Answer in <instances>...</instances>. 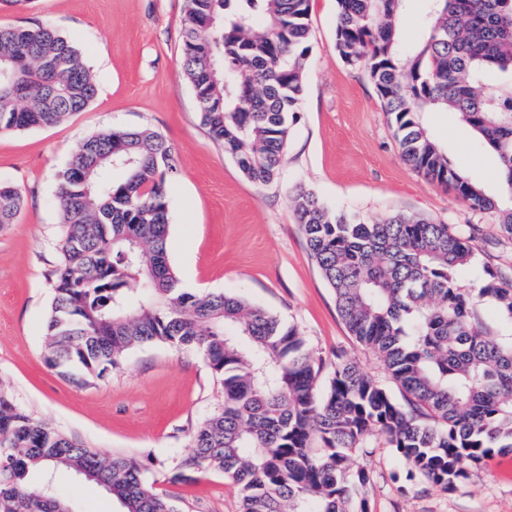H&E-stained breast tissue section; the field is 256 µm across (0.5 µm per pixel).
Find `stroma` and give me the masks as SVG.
Wrapping results in <instances>:
<instances>
[{
  "label": "stroma",
  "instance_id": "stroma-1",
  "mask_svg": "<svg viewBox=\"0 0 512 512\" xmlns=\"http://www.w3.org/2000/svg\"><path fill=\"white\" fill-rule=\"evenodd\" d=\"M182 16L183 0H0V25L54 27L80 47L98 86L87 109L55 126L0 134V182L24 196L17 223L0 229V391L93 448L139 460L146 481L180 512H238V488L222 472L175 474L191 431L223 399L202 354L137 347L119 367L84 384L45 363L48 275L60 261L55 174L85 137L148 124L173 145L168 252L184 288L241 295L297 326L326 361L344 351L391 391L395 383L336 311L290 205L294 192H313L329 210L364 222L406 213L457 228L480 225L472 244L478 267L460 281L466 288L480 287L482 264L512 268V241L492 216L401 159L366 69L349 67L334 47L335 0H312L303 101L290 123L282 170L263 186L240 171L202 123L182 71ZM422 121L461 172L503 197L497 157L470 128L449 112H426ZM354 463L373 478L369 512H512V454L490 455L451 491L404 487L393 449L378 440ZM54 481L75 512H121L111 495L71 472H57Z\"/></svg>",
  "mask_w": 512,
  "mask_h": 512
}]
</instances>
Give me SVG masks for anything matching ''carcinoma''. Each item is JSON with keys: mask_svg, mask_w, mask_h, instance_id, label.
I'll return each mask as SVG.
<instances>
[{"mask_svg": "<svg viewBox=\"0 0 512 512\" xmlns=\"http://www.w3.org/2000/svg\"><path fill=\"white\" fill-rule=\"evenodd\" d=\"M407 2L336 0V51L367 66L403 161L494 215L512 240V207L465 177L421 120L454 113L496 153L512 194V0H425L409 45L397 24ZM310 12L311 0H184L182 67L202 122L258 185L278 176L302 103ZM490 75L504 86L487 96L479 83ZM96 93L81 52L54 28L0 26L1 134L56 125ZM175 173L172 145L149 126L92 134L58 171L62 261L44 339L59 375L99 378L151 343L202 353L224 400L174 468L224 472L240 512H369L371 474L353 456L371 439L394 450L407 482L448 491L487 456L512 452V277L485 264L481 287H458L476 261V225L402 214L365 223L312 192L291 198L338 315L400 402L343 352L322 379L300 330L245 297L182 287L167 250ZM22 204L18 188L0 184V227ZM135 280L149 287L129 288ZM475 295L493 299L497 330L483 326ZM61 470L122 512H178L136 459L98 451L0 391V512H74L54 483Z\"/></svg>", "mask_w": 512, "mask_h": 512, "instance_id": "1", "label": "carcinoma"}]
</instances>
